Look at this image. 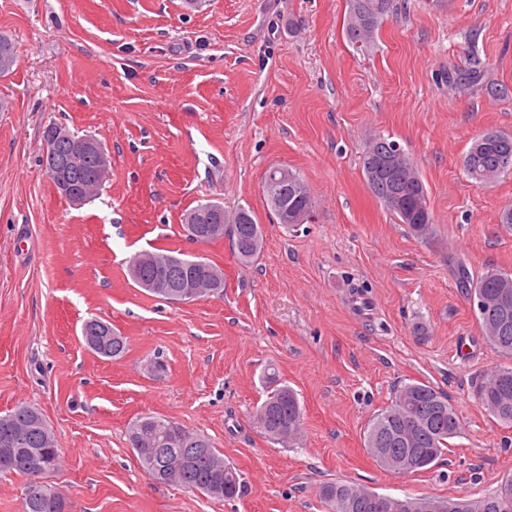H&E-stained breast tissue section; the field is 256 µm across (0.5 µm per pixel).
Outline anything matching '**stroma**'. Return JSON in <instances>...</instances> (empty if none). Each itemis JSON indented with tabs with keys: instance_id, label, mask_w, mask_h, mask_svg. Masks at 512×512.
Returning a JSON list of instances; mask_svg holds the SVG:
<instances>
[{
	"instance_id": "obj_1",
	"label": "stroma",
	"mask_w": 512,
	"mask_h": 512,
	"mask_svg": "<svg viewBox=\"0 0 512 512\" xmlns=\"http://www.w3.org/2000/svg\"><path fill=\"white\" fill-rule=\"evenodd\" d=\"M394 4L365 49L346 37L348 0H0V34L17 49L0 76V414L43 412L62 450L48 481L71 512H330L319 496L330 481L473 499L512 475V427L472 393L512 358L483 340L455 273L512 274L499 222L512 174L483 185L462 166L475 137L512 134V0ZM471 70L479 84L449 86ZM51 123L111 156L82 206L39 165ZM374 135L418 169L427 237L369 189L361 158ZM273 166L308 184V223L277 222L262 193ZM206 199L252 211L257 261L240 264L229 239L185 237L184 213ZM160 250L222 267L223 294L172 305L137 288L130 259ZM90 317L125 336L123 358L84 346ZM270 367L304 408L288 445L252 423ZM416 381L447 396L462 432L431 468L400 476L364 435ZM145 415L210 437L242 494L153 481L127 437Z\"/></svg>"
}]
</instances>
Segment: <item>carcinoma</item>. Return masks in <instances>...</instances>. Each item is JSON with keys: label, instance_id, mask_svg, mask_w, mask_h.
<instances>
[{"label": "carcinoma", "instance_id": "carcinoma-1", "mask_svg": "<svg viewBox=\"0 0 512 512\" xmlns=\"http://www.w3.org/2000/svg\"><path fill=\"white\" fill-rule=\"evenodd\" d=\"M393 9V0H348L346 36L350 43L366 47ZM467 176L479 183H488L512 172V134L486 132L476 138L462 162ZM282 169L272 168L265 174L262 192L275 214L280 208L294 203L304 211L305 218L312 217L314 198L305 180L295 172H288V180L279 181ZM374 196L381 205L401 224L417 236L428 233L432 224L427 202V190L410 158H405V167L378 183L368 182ZM395 201L388 203V198ZM233 220L224 225L240 263L247 265L255 261L263 246L261 225L257 224L251 210L239 207L229 213L218 201L199 203L184 214L183 228L188 237H197L200 242H209L208 228L217 223L219 217ZM212 263L201 259H190L181 253L143 252L131 258L128 273L137 287L142 281L155 279L158 288L146 292L167 303H188L193 298L182 294L174 284L186 279H205ZM460 280L470 289L473 299H489L502 288L512 289V274L491 271L475 280L461 270ZM484 339L499 352L512 356V327L505 333H495L496 311L484 306L476 309ZM104 321L90 317L82 324V339L89 350L101 357L117 360L126 351L125 337L112 332V353L107 354L91 346L100 333ZM491 374L482 375L474 384V393L484 409L506 425H512V389L503 395L489 385ZM272 390L266 400L253 412L256 428L269 439L289 444L300 432L304 411L297 393L282 383L274 373L266 375ZM414 416L428 423L425 432L416 442L406 446L397 440L396 428L400 418ZM44 419L38 408L19 405L0 416V454L4 453L3 435L19 430L24 433L22 444L14 447L13 461L0 463V473H13L27 479L22 512H69L68 499L54 486L45 481V476L59 468L61 454L57 447L49 448L43 441L39 421ZM460 418L446 397L425 382L408 383L396 393L391 404L377 414L364 435V446L373 459L380 451L387 455L404 456L415 454L420 463L415 470L421 471L448 451V440L461 434ZM128 442L143 470L155 481L173 484L199 491L209 497L232 499L244 487L242 474L224 461V453L215 448L208 437L161 416H143L129 428ZM184 449V462L177 475L172 476L163 469L167 449ZM365 488L341 481L327 482L319 489L320 497L328 503L332 512H379L361 498ZM512 499V477L506 478L493 492L475 499L446 498L448 512H512L504 511V497Z\"/></svg>", "mask_w": 512, "mask_h": 512}]
</instances>
